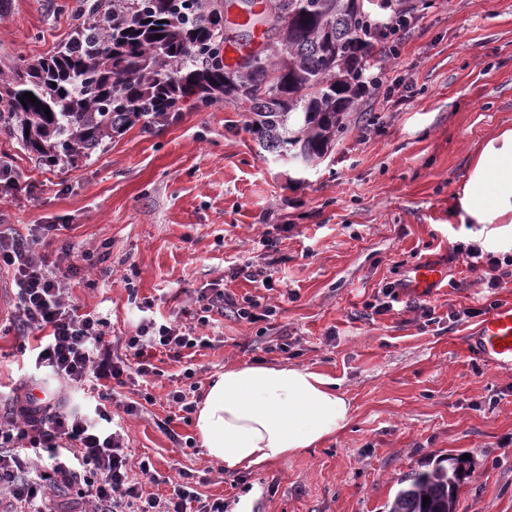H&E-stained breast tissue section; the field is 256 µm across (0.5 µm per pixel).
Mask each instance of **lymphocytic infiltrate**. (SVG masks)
<instances>
[{
  "instance_id": "1",
  "label": "lymphocytic infiltrate",
  "mask_w": 512,
  "mask_h": 512,
  "mask_svg": "<svg viewBox=\"0 0 512 512\" xmlns=\"http://www.w3.org/2000/svg\"><path fill=\"white\" fill-rule=\"evenodd\" d=\"M61 231V225L42 224L24 235L0 224V269L9 274L13 296L9 327L33 337L37 367L62 388L82 390L94 401V412L50 402L34 409L15 398L12 413L0 417V512H46L50 490L93 503V512H225L224 499H201L187 473L167 493L144 492L131 472L155 479L152 463L133 461L125 430L110 410L116 388L156 375V354L179 360L184 351L208 347L209 337L156 321L145 302L134 335L125 337L123 351H114L108 318L81 311L66 288L72 278L97 268L99 258L62 239ZM197 302L201 326L215 312L251 323L275 314L259 300H239L220 288L200 289Z\"/></svg>"
}]
</instances>
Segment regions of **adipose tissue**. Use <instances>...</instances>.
<instances>
[{"instance_id":"ef3b65f1","label":"adipose tissue","mask_w":512,"mask_h":512,"mask_svg":"<svg viewBox=\"0 0 512 512\" xmlns=\"http://www.w3.org/2000/svg\"><path fill=\"white\" fill-rule=\"evenodd\" d=\"M484 251L512 252V127L475 154L452 214ZM352 405L330 377L297 366L225 368L198 406L195 429L208 458L248 470L316 447L344 430Z\"/></svg>"}]
</instances>
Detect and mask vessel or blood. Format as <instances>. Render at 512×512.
<instances>
[{
	"label": "vessel or blood",
	"instance_id": "1",
	"mask_svg": "<svg viewBox=\"0 0 512 512\" xmlns=\"http://www.w3.org/2000/svg\"><path fill=\"white\" fill-rule=\"evenodd\" d=\"M466 343L470 352L494 367L512 369V305L490 312Z\"/></svg>",
	"mask_w": 512,
	"mask_h": 512
}]
</instances>
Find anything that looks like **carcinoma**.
I'll list each match as a JSON object with an SVG mask.
<instances>
[{"label":"carcinoma","mask_w":512,"mask_h":512,"mask_svg":"<svg viewBox=\"0 0 512 512\" xmlns=\"http://www.w3.org/2000/svg\"><path fill=\"white\" fill-rule=\"evenodd\" d=\"M229 3L82 0L67 41L0 68V126L40 163L74 166L136 121L224 102L249 114L265 150L319 162L366 88L378 26L357 0H263V49L228 65ZM26 92L39 104H22ZM447 462L408 474L386 512H456L466 471L459 458Z\"/></svg>","instance_id":"1"}]
</instances>
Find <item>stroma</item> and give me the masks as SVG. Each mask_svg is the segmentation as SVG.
I'll use <instances>...</instances> for the list:
<instances>
[{
    "label": "stroma",
    "instance_id": "35a3bbf8",
    "mask_svg": "<svg viewBox=\"0 0 512 512\" xmlns=\"http://www.w3.org/2000/svg\"><path fill=\"white\" fill-rule=\"evenodd\" d=\"M412 30L386 60L401 102L366 89L331 151L314 166L260 149L242 113L218 103L183 109L162 125L135 123L106 149L70 167H48L0 130L32 197L0 200L6 221L27 230L64 225L79 246L108 243L111 277L73 279L82 310H98L112 339L129 335L151 302L157 318L190 323L199 289L262 297L267 321L217 315L191 353L203 398L233 365H295L335 379L353 419L320 446L245 474L210 463L193 422L170 407L185 386L183 364L162 360L147 389L152 403L125 426L133 452L164 476L200 471L201 493L250 512H385L401 478L466 454L457 512H512V371L471 356L465 338L484 314L512 304V277L490 289L453 253L461 227L448 212L473 153L512 123V0H410ZM0 13V61L34 60L68 39L76 0H9ZM444 281L409 289L422 262ZM267 271L271 288L244 265ZM400 285L392 311L367 303ZM435 312L427 322L416 304ZM476 309L473 318L463 317ZM287 352H267L268 342ZM15 332L0 331V416L17 390L42 375ZM244 478L246 489L233 488Z\"/></svg>",
    "mask_w": 512,
    "mask_h": 512
}]
</instances>
